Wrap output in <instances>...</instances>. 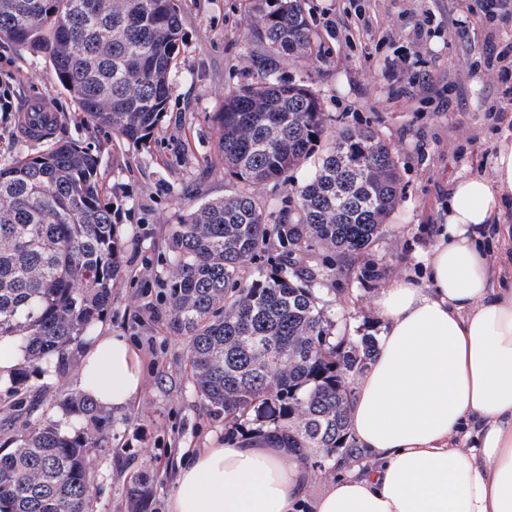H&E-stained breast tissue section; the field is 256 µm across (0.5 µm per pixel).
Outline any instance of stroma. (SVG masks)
Listing matches in <instances>:
<instances>
[{"label":"stroma","mask_w":512,"mask_h":512,"mask_svg":"<svg viewBox=\"0 0 512 512\" xmlns=\"http://www.w3.org/2000/svg\"><path fill=\"white\" fill-rule=\"evenodd\" d=\"M482 0H306L316 52L284 61L277 73L316 92L326 114L324 143L340 129L370 126L393 150L403 184L399 205L367 260L383 274L372 281L337 269V257L311 245L298 257L317 278L314 293L353 335H378L375 300L400 278L422 279L426 259L448 218V188L459 179L491 176L502 139L512 140V109L492 111L501 91L482 60L489 49H512V20L488 21ZM181 37L172 73L174 93L149 147L117 154L111 129L81 120L45 58L0 41V163L27 148L19 129L23 101L44 100L60 117L55 141L98 150L103 181L123 201L122 281L102 322L83 340L126 336L144 373L133 405L111 414L93 461L91 512H126L127 489L144 475L154 490L153 512H168L175 470L187 452L222 447L224 418L203 404L191 380L188 337L170 330L162 283L173 225L201 203L235 189L224 175L218 122L225 96L251 83L250 59L262 46L250 30L255 0H179ZM470 19L465 35L453 22ZM430 76L432 85L422 84ZM77 390L75 374L54 380L32 372L24 394L29 415L80 424L59 401Z\"/></svg>","instance_id":"1"}]
</instances>
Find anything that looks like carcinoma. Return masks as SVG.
I'll return each mask as SVG.
<instances>
[{
  "instance_id": "obj_1",
  "label": "carcinoma",
  "mask_w": 512,
  "mask_h": 512,
  "mask_svg": "<svg viewBox=\"0 0 512 512\" xmlns=\"http://www.w3.org/2000/svg\"><path fill=\"white\" fill-rule=\"evenodd\" d=\"M181 33L177 0H0V40L43 55L86 120L112 128L134 149L151 143L173 94ZM254 34L263 46L254 80L217 116L225 176L241 190L202 203L171 230L166 288L169 327L190 338L197 394L224 413L228 435L286 448L313 467L361 451L349 432L351 379L377 337L336 328L312 291L315 274L295 256L316 242L344 259L366 250L399 204L402 178L372 127L342 129L309 178L292 189L271 238L254 188L289 182L325 130L319 98L276 76L286 57L307 60L314 40L304 0H261ZM99 155L75 142L22 152L0 164V343L29 370L63 378L122 273L121 204L104 188ZM262 253L270 267L247 274ZM249 278H244V275ZM24 423L0 453V512H89L92 457L108 415L83 394L59 403L82 427L46 416ZM129 512H151L147 478L132 479Z\"/></svg>"
}]
</instances>
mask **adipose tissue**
Here are the masks:
<instances>
[{"label":"adipose tissue","instance_id":"obj_1","mask_svg":"<svg viewBox=\"0 0 512 512\" xmlns=\"http://www.w3.org/2000/svg\"><path fill=\"white\" fill-rule=\"evenodd\" d=\"M493 171L451 187L426 282L378 296V350L348 409L363 465L337 463L311 499L295 454L202 448L180 469L169 512H512V285L496 283L479 240L512 198V142ZM143 383L123 336L97 337L77 373L107 408L131 406Z\"/></svg>","mask_w":512,"mask_h":512}]
</instances>
